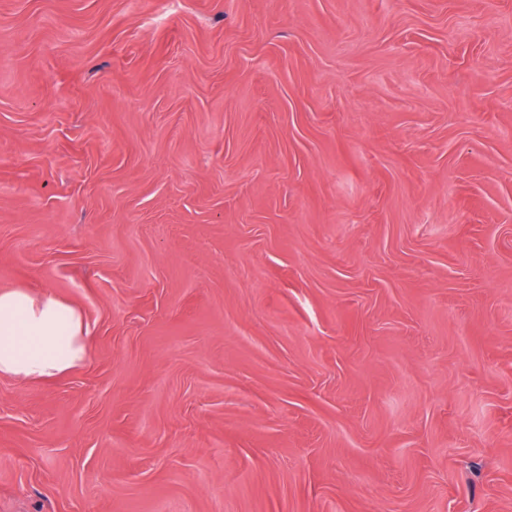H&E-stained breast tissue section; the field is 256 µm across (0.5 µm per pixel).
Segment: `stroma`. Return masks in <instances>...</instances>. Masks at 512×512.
Returning <instances> with one entry per match:
<instances>
[{"label":"stroma","instance_id":"obj_1","mask_svg":"<svg viewBox=\"0 0 512 512\" xmlns=\"http://www.w3.org/2000/svg\"><path fill=\"white\" fill-rule=\"evenodd\" d=\"M0 512H512V0H0ZM87 335L80 311L64 299L0 290V376L52 382L85 359Z\"/></svg>","mask_w":512,"mask_h":512}]
</instances>
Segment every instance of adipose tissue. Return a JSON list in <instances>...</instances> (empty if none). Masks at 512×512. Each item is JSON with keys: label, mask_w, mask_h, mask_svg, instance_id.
I'll use <instances>...</instances> for the list:
<instances>
[{"label": "adipose tissue", "mask_w": 512, "mask_h": 512, "mask_svg": "<svg viewBox=\"0 0 512 512\" xmlns=\"http://www.w3.org/2000/svg\"><path fill=\"white\" fill-rule=\"evenodd\" d=\"M80 311L55 295L0 290V376L49 383L86 357Z\"/></svg>", "instance_id": "1"}]
</instances>
